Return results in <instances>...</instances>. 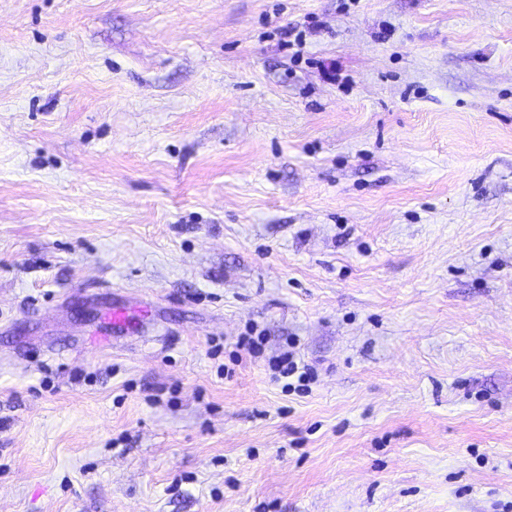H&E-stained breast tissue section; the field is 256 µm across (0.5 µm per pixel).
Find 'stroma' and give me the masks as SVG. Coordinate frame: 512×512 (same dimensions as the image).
Returning <instances> with one entry per match:
<instances>
[{
	"instance_id": "obj_1",
	"label": "stroma",
	"mask_w": 512,
	"mask_h": 512,
	"mask_svg": "<svg viewBox=\"0 0 512 512\" xmlns=\"http://www.w3.org/2000/svg\"><path fill=\"white\" fill-rule=\"evenodd\" d=\"M0 512H512V0H0ZM269 365L273 371V377L278 381L296 377L298 382L310 383L315 378L313 367L297 361L292 350H286L280 355L269 358Z\"/></svg>"
}]
</instances>
